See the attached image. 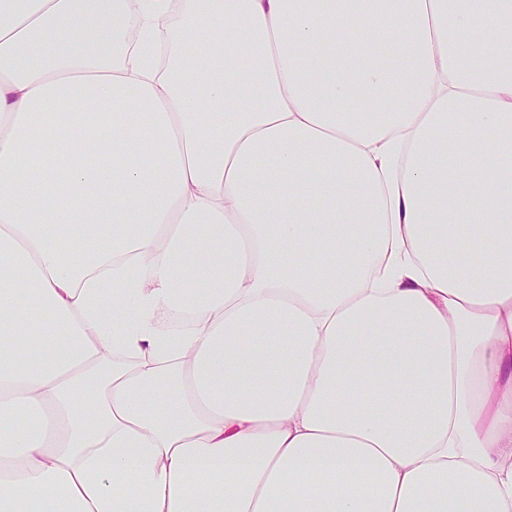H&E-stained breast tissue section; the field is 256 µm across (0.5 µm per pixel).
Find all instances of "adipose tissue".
Listing matches in <instances>:
<instances>
[{
    "label": "adipose tissue",
    "instance_id": "obj_1",
    "mask_svg": "<svg viewBox=\"0 0 512 512\" xmlns=\"http://www.w3.org/2000/svg\"><path fill=\"white\" fill-rule=\"evenodd\" d=\"M0 512H512V0H0Z\"/></svg>",
    "mask_w": 512,
    "mask_h": 512
}]
</instances>
